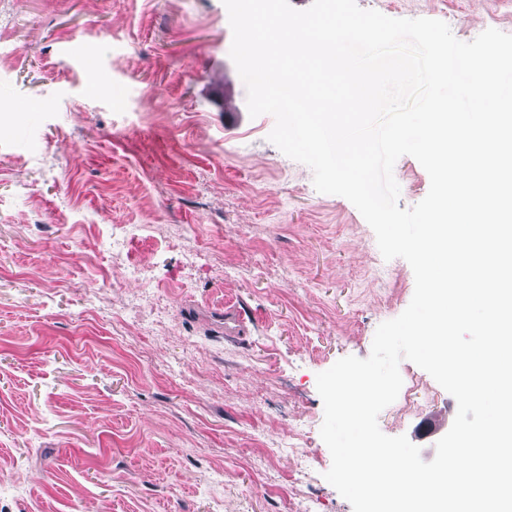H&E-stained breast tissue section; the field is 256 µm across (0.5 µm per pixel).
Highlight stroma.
Returning <instances> with one entry per match:
<instances>
[{
  "label": "stroma",
  "instance_id": "35a3bbf8",
  "mask_svg": "<svg viewBox=\"0 0 512 512\" xmlns=\"http://www.w3.org/2000/svg\"><path fill=\"white\" fill-rule=\"evenodd\" d=\"M357 3L512 34V0ZM0 27V512H353L316 378L414 273L249 116L223 0H0ZM394 177L400 208L429 191ZM399 371L379 428L431 461L457 402Z\"/></svg>",
  "mask_w": 512,
  "mask_h": 512
}]
</instances>
